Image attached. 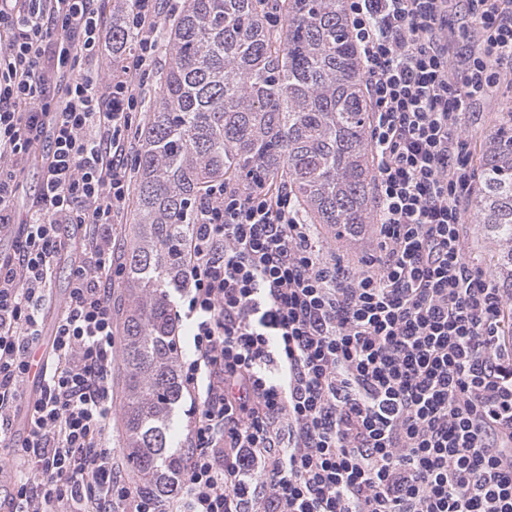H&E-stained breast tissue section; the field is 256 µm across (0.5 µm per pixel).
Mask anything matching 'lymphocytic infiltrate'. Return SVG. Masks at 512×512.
<instances>
[{
  "instance_id": "f902f5d3",
  "label": "lymphocytic infiltrate",
  "mask_w": 512,
  "mask_h": 512,
  "mask_svg": "<svg viewBox=\"0 0 512 512\" xmlns=\"http://www.w3.org/2000/svg\"><path fill=\"white\" fill-rule=\"evenodd\" d=\"M343 8L370 112L373 247L337 252L287 185L207 191L168 298L192 341L178 366L186 464L161 498L124 477L112 446V288L136 172L127 132L177 9L0 0V434L24 421L26 465L0 468L6 512H512V292L465 257L467 127L512 72V0ZM116 21L130 46L113 48ZM32 160L42 181L21 219ZM70 279V266H69V258L65 253L62 255L61 259L58 260L57 264L54 267V273L51 283L50 289V299H49V309H48V325L46 332L49 334V330L51 329L50 321L56 316V314L61 310V307L64 303V299L66 297V288L68 287Z\"/></svg>"
}]
</instances>
